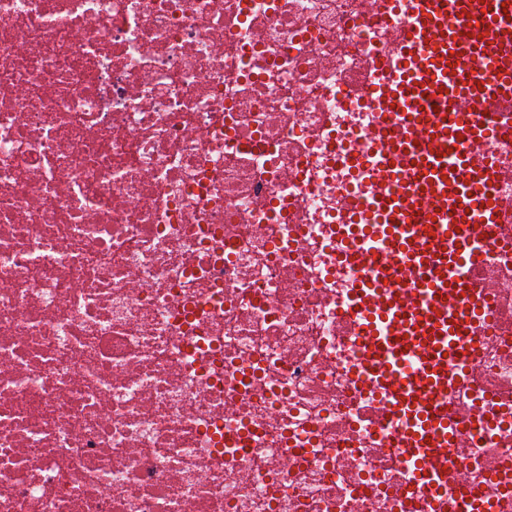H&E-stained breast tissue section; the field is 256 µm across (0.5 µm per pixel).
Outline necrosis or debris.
<instances>
[{"label":"necrosis or debris","mask_w":512,"mask_h":512,"mask_svg":"<svg viewBox=\"0 0 512 512\" xmlns=\"http://www.w3.org/2000/svg\"><path fill=\"white\" fill-rule=\"evenodd\" d=\"M411 0H0V512H512V125L423 480L353 215Z\"/></svg>","instance_id":"4bbe7bcc"}]
</instances>
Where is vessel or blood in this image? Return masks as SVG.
<instances>
[{"mask_svg": "<svg viewBox=\"0 0 512 512\" xmlns=\"http://www.w3.org/2000/svg\"><path fill=\"white\" fill-rule=\"evenodd\" d=\"M412 5L398 61L404 78L387 91L384 105L401 120L404 133L369 158L400 188L370 207L385 226L364 233L361 247L381 262L358 294L361 304L377 312L365 327L368 368L396 396V413L411 420L410 446L424 463L426 480L434 482L443 476L432 460L448 445V425L431 413L427 395L447 381L449 361L474 356L473 311L458 272L481 257L476 225L497 221L484 172L454 149L458 140L485 136L489 129L453 111L450 102L476 88L473 60L512 80V0H412ZM470 17L481 18L480 35H462ZM400 154L416 157L410 174L396 167ZM393 251L405 252L419 275L418 304L407 302L396 286L399 268L387 259Z\"/></svg>", "mask_w": 512, "mask_h": 512, "instance_id": "b4317fda", "label": "vessel or blood"}]
</instances>
